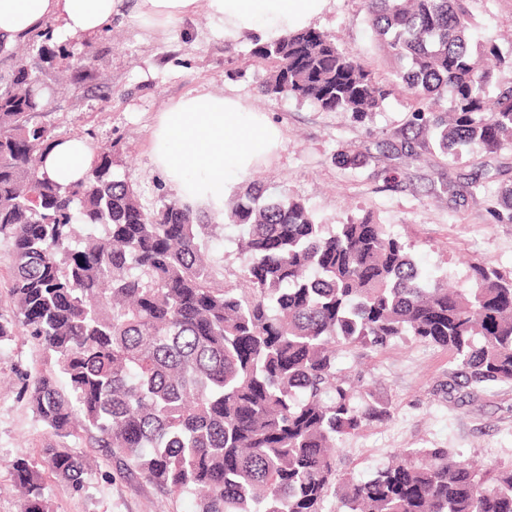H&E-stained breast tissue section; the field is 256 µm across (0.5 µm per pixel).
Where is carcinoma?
Instances as JSON below:
<instances>
[{"label": "carcinoma", "mask_w": 512, "mask_h": 512, "mask_svg": "<svg viewBox=\"0 0 512 512\" xmlns=\"http://www.w3.org/2000/svg\"><path fill=\"white\" fill-rule=\"evenodd\" d=\"M378 47L404 63L380 81L357 53L310 28L252 44L271 66L268 97H292L361 122L404 86L413 101L397 151L453 165L512 149V86L494 98L488 63L512 65L463 0H363ZM9 56H17L14 48ZM69 55L52 25L0 75V234L12 240L14 315L0 340L28 336L50 369L26 383L53 436L119 459L197 512H512V464L483 469L446 448H404L366 480L336 472L339 445L390 410L337 368L344 352L411 339L445 349L444 386L474 398L512 387V270L469 266L466 286L424 278L410 246L370 216L328 226L284 192L252 186L224 210L245 228L235 285L214 277L211 225L173 197L144 206L95 153L85 179L63 187L40 174L54 140L35 121L54 61ZM83 54L75 84L92 78ZM452 95L448 111L443 100ZM482 175L443 190L469 194ZM512 223V179L500 187ZM78 491L92 465L64 443L41 460L10 461L21 512H53L41 467Z\"/></svg>", "instance_id": "obj_1"}]
</instances>
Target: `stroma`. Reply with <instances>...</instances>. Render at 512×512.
<instances>
[{
  "instance_id": "1",
  "label": "stroma",
  "mask_w": 512,
  "mask_h": 512,
  "mask_svg": "<svg viewBox=\"0 0 512 512\" xmlns=\"http://www.w3.org/2000/svg\"><path fill=\"white\" fill-rule=\"evenodd\" d=\"M481 36L512 51V0H466ZM317 29L357 52L379 76L394 66L377 49L364 19L362 0H329ZM250 36L225 41L206 5L193 19L165 35L152 36L131 20L108 33L72 41L58 69L70 73L75 58L92 52L93 79L83 87L53 95L38 120L58 137L77 136L93 147H111L113 169L137 185L144 205L175 197L151 162L150 125L179 97L202 90L234 94L266 112L282 129L279 153L252 171L272 190L301 199L324 224L372 214L411 244V255L427 276L447 277L464 286L471 263L486 260L512 270V224L496 222L489 210L497 182L484 193L459 199L444 193L442 173L466 181L479 166L489 172L512 167V150L464 157L448 170L430 156L413 160L397 154L399 133L411 111L408 94L395 90L365 122L349 113L325 112L293 98L259 92L267 65L252 61ZM238 226H213L207 249L217 279L238 280L242 258ZM447 350L400 341L382 352L342 354L340 367L362 377L373 401L389 408L390 419L345 440L336 470L363 479L404 448H448L478 464L512 462V389L450 403L435 393L448 373ZM46 359L27 337L0 341V512H20L8 467L19 455H38L52 437L24 392L27 375L44 369ZM55 512H196L193 495H169L145 480L120 471L112 456L96 452L95 465L81 490L50 480Z\"/></svg>"
}]
</instances>
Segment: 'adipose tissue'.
<instances>
[{"instance_id": "obj_1", "label": "adipose tissue", "mask_w": 512, "mask_h": 512, "mask_svg": "<svg viewBox=\"0 0 512 512\" xmlns=\"http://www.w3.org/2000/svg\"><path fill=\"white\" fill-rule=\"evenodd\" d=\"M198 0H0V44L10 47L55 22L69 39L100 35L125 16L158 34L195 14ZM328 0H207L210 16L233 40L251 33L269 42L306 28ZM152 162L179 198L216 220L224 218V198L235 179L247 176L283 144L280 126L238 97L198 92L172 101L151 130ZM95 151L87 140L52 141L39 170L68 186L82 180Z\"/></svg>"}]
</instances>
